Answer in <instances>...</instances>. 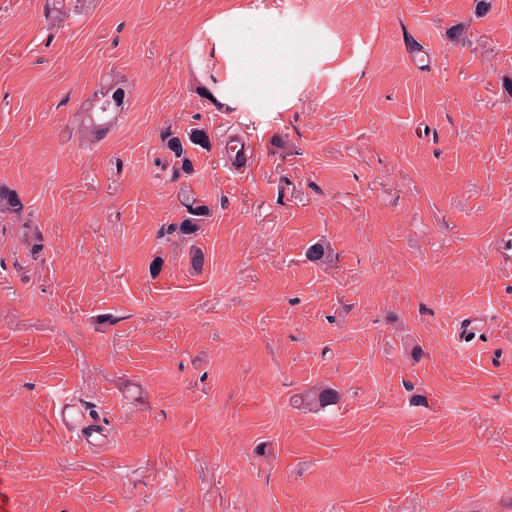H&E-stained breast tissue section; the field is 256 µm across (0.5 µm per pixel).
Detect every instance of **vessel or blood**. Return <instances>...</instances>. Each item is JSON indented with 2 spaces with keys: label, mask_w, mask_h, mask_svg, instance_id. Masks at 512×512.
I'll return each mask as SVG.
<instances>
[{
  "label": "vessel or blood",
  "mask_w": 512,
  "mask_h": 512,
  "mask_svg": "<svg viewBox=\"0 0 512 512\" xmlns=\"http://www.w3.org/2000/svg\"><path fill=\"white\" fill-rule=\"evenodd\" d=\"M257 145L244 136L228 142L224 147V163L229 172H240L242 164L251 162ZM49 411L58 427L72 435L79 453L86 456L108 454L112 451V433L105 429L87 404L73 396L54 399Z\"/></svg>",
  "instance_id": "obj_1"
}]
</instances>
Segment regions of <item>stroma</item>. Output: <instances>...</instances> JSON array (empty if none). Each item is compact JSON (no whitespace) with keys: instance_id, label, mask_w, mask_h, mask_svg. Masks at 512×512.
<instances>
[{"instance_id":"35a3bbf8","label":"stroma","mask_w":512,"mask_h":512,"mask_svg":"<svg viewBox=\"0 0 512 512\" xmlns=\"http://www.w3.org/2000/svg\"><path fill=\"white\" fill-rule=\"evenodd\" d=\"M44 8L0 0V183L27 204L0 214L11 512H512V0ZM277 37L298 55L257 89ZM108 75L132 94L91 137ZM242 134L258 158L226 175ZM186 192L211 208L191 242L168 231ZM325 384L336 405H295ZM63 390L111 456L55 425Z\"/></svg>"}]
</instances>
